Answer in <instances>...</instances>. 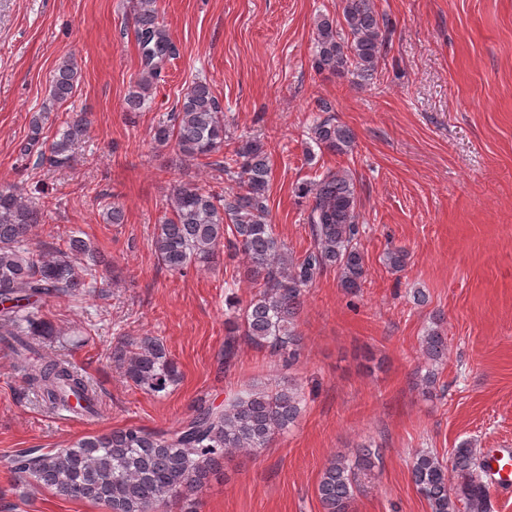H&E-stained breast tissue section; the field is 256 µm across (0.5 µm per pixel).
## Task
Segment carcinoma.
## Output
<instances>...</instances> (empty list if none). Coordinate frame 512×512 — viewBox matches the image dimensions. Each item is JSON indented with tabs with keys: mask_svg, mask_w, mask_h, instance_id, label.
Returning <instances> with one entry per match:
<instances>
[{
	"mask_svg": "<svg viewBox=\"0 0 512 512\" xmlns=\"http://www.w3.org/2000/svg\"><path fill=\"white\" fill-rule=\"evenodd\" d=\"M341 20L326 14L315 25V63L320 71L357 82L373 79L390 35L389 23L375 0H340ZM142 79L126 99V109L143 108L144 90L160 77L174 54L173 42L159 23L155 0H140L137 20ZM79 85L74 64L62 61L55 69L48 98L29 122L20 143L23 158L67 169L75 161V146L90 120L77 114L64 122L52 141L43 136L46 113L72 98ZM310 127V139L322 150L346 154L355 146L353 131L329 115L330 104ZM224 114L207 81H194L185 90L179 111L160 124L154 139L174 143L181 157L212 166V156L224 149ZM226 150V149H224ZM224 174L234 186L211 193L189 183L174 185L170 216L157 227L154 251L159 263L176 273L206 267L220 251L241 254L243 277L257 291L238 314L224 319V363L237 353V337L279 355L292 367L300 357L302 337L296 319L305 298L323 274L333 270L340 287L356 293L366 279L365 255L358 224V194L353 178L329 169L317 180L303 182L296 194L310 201L308 230L311 245L298 259L288 258L270 220L268 155L256 141H238L224 153ZM44 208L13 186L0 187V343L12 355L14 367L49 409L68 408L95 415L97 395L86 376L69 361L50 355L45 339L54 335L41 303L73 300L92 293L98 284L100 252L74 234L52 250L32 245L33 230L42 223ZM409 252L395 247L386 253L389 268H403ZM432 361L447 356L448 338L434 323L422 342ZM113 358L136 388L161 394L179 377V367L155 337L120 341ZM304 395L289 382L271 390L250 389L224 406L200 404L171 430L131 426L105 434H89L66 448H26L10 460L14 472L47 487L64 499L89 501L106 512H160L169 499L182 501L194 512L196 495L217 475L224 456L256 455L294 426ZM380 449L362 444L349 455H335L318 485L323 512H352L358 493L380 468ZM484 469L477 449L463 441L445 461L436 453L416 451L411 478L431 512H491Z\"/></svg>",
	"mask_w": 512,
	"mask_h": 512,
	"instance_id": "carcinoma-1",
	"label": "carcinoma"
}]
</instances>
